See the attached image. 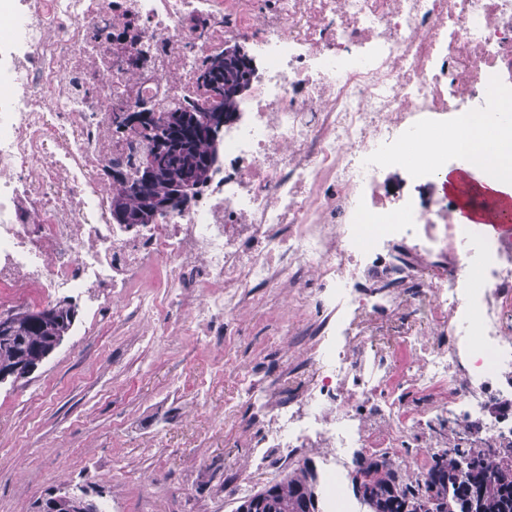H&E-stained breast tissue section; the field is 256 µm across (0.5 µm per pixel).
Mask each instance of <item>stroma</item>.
<instances>
[{"mask_svg":"<svg viewBox=\"0 0 512 512\" xmlns=\"http://www.w3.org/2000/svg\"><path fill=\"white\" fill-rule=\"evenodd\" d=\"M173 320L156 316L146 342L137 322L79 308L28 380L0 384V512H34L54 490L105 512H233L224 472L253 455L239 379L275 373L288 339L265 301L223 349L194 347Z\"/></svg>","mask_w":512,"mask_h":512,"instance_id":"35a3bbf8","label":"stroma"}]
</instances>
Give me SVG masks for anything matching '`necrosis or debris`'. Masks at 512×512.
Here are the masks:
<instances>
[{"instance_id":"4bbe7bcc","label":"necrosis or debris","mask_w":512,"mask_h":512,"mask_svg":"<svg viewBox=\"0 0 512 512\" xmlns=\"http://www.w3.org/2000/svg\"><path fill=\"white\" fill-rule=\"evenodd\" d=\"M235 44L253 75L205 187L113 223L105 171L149 150L116 116L205 105L198 66ZM468 118L512 141V0H0V315L66 293L213 345L283 301L309 339L284 367L316 379L242 376L255 463L321 453L331 503L363 452L510 463L512 239L461 223L448 173L512 166L449 147Z\"/></svg>"}]
</instances>
